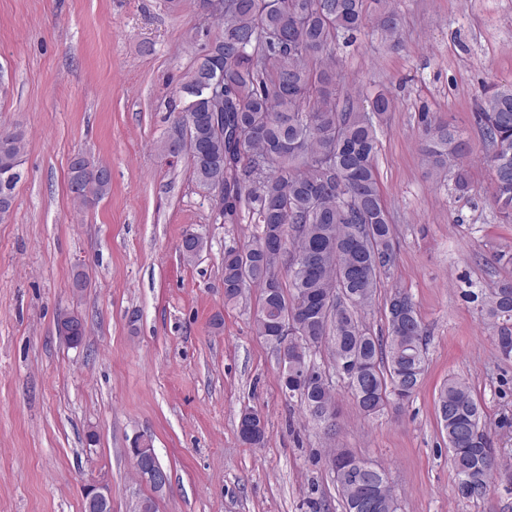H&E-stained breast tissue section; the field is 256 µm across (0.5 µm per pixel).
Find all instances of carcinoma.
Masks as SVG:
<instances>
[{
    "mask_svg": "<svg viewBox=\"0 0 512 512\" xmlns=\"http://www.w3.org/2000/svg\"><path fill=\"white\" fill-rule=\"evenodd\" d=\"M376 31L397 39L392 0H373ZM367 0H235L217 18V31L204 48L207 68L195 66L177 94L170 136L182 141L193 177L203 188L224 190L226 224L247 218L259 225L256 239L224 253V302L234 303L245 288H260L255 331L280 335L285 318L302 342L328 344L335 361L356 363L347 379L358 411L371 416L384 400H409L427 369L425 327L410 294L397 314L387 316L388 335L376 336L361 321L371 309L382 276L383 251L395 263L394 231L382 199L376 154L378 129L393 100L379 92L364 106L341 96L336 44L361 32ZM224 77V107L204 90L206 79ZM224 121L213 124L211 113ZM482 128L503 218L512 222V84L484 98ZM25 144L21 135L0 133V195L13 194L21 179ZM467 143L455 128L425 121L424 152L436 171L452 173L456 194L472 187L470 171L458 160ZM69 182L77 199L103 197L111 184L91 177L81 155L69 162ZM288 273L283 284L281 271ZM466 296L479 302L497 347H512V277ZM338 411L333 384L307 396ZM440 425L448 437L458 494L483 499L490 488L489 463L501 467L482 420L484 410L465 379L451 376L438 395ZM344 512H399L384 469L333 448L327 456Z\"/></svg>",
    "mask_w": 512,
    "mask_h": 512,
    "instance_id": "cac0c4a2",
    "label": "carcinoma"
}]
</instances>
